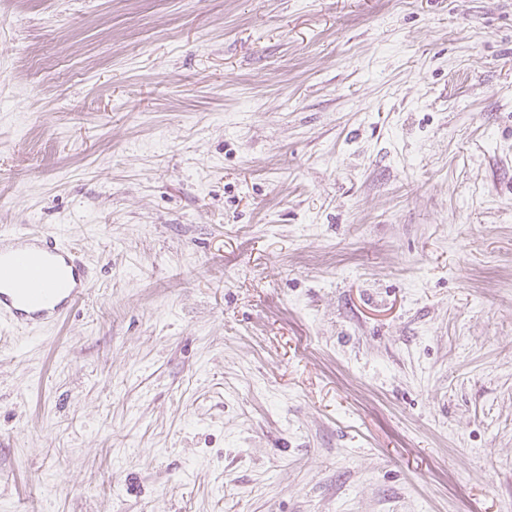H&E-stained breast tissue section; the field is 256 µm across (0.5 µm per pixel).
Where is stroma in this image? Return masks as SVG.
<instances>
[{"label":"stroma","mask_w":512,"mask_h":512,"mask_svg":"<svg viewBox=\"0 0 512 512\" xmlns=\"http://www.w3.org/2000/svg\"><path fill=\"white\" fill-rule=\"evenodd\" d=\"M0 512H512V0H0ZM86 277L70 246L55 236L27 230L2 234L0 323L22 329L59 324L85 294Z\"/></svg>","instance_id":"obj_1"}]
</instances>
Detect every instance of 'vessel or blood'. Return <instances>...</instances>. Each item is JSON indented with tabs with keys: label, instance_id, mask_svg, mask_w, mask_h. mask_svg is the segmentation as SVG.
Here are the masks:
<instances>
[{
	"label": "vessel or blood",
	"instance_id": "obj_1",
	"mask_svg": "<svg viewBox=\"0 0 512 512\" xmlns=\"http://www.w3.org/2000/svg\"><path fill=\"white\" fill-rule=\"evenodd\" d=\"M87 273L55 236L18 230L0 236V323L28 329L62 322L85 293Z\"/></svg>",
	"mask_w": 512,
	"mask_h": 512
}]
</instances>
